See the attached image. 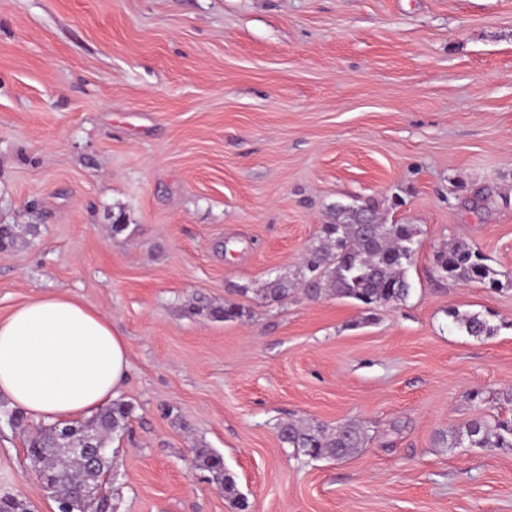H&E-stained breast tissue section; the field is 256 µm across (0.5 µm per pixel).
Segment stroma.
Here are the masks:
<instances>
[{"label":"stroma","instance_id":"stroma-1","mask_svg":"<svg viewBox=\"0 0 512 512\" xmlns=\"http://www.w3.org/2000/svg\"><path fill=\"white\" fill-rule=\"evenodd\" d=\"M338 202L417 226L407 302L263 301ZM1 225L0 317L64 292L128 344L113 512H239L199 448L246 512H512V448L439 440L512 418V288L434 269L512 274V0H0ZM7 408L0 495L58 512ZM289 420L370 439L313 460ZM435 267L445 279L459 283H478L495 289L512 287L511 274L488 264V258L478 249L455 245L435 255ZM507 278L505 283L499 277ZM448 315L453 318V322L460 330L470 336H488L495 331V326L480 314L462 315L456 310H451ZM195 466L208 470L213 477V480L224 488V492L228 494L233 500L240 499L236 498V483L233 475L225 468L224 457L217 451L199 448L196 449L193 458Z\"/></svg>","mask_w":512,"mask_h":512}]
</instances>
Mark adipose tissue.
<instances>
[{
  "label": "adipose tissue",
  "mask_w": 512,
  "mask_h": 512,
  "mask_svg": "<svg viewBox=\"0 0 512 512\" xmlns=\"http://www.w3.org/2000/svg\"><path fill=\"white\" fill-rule=\"evenodd\" d=\"M130 369L126 340L99 310L39 293L0 319V398L50 423L100 409Z\"/></svg>",
  "instance_id": "obj_1"
}]
</instances>
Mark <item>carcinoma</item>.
I'll return each instance as SVG.
<instances>
[{
  "instance_id": "carcinoma-1",
  "label": "carcinoma",
  "mask_w": 512,
  "mask_h": 512,
  "mask_svg": "<svg viewBox=\"0 0 512 512\" xmlns=\"http://www.w3.org/2000/svg\"><path fill=\"white\" fill-rule=\"evenodd\" d=\"M375 214L371 205L349 210L334 205L330 221L321 225L317 243L312 245L293 279L277 275L261 289L262 299L278 302L288 298L297 287L304 297L319 300L327 296L360 303L367 310L387 305H402L409 298L411 283L406 275L415 252L417 230L412 224H363L361 217ZM435 267L445 279L459 283H478L490 288L512 287V275L488 264L479 250L466 245L442 249L435 255ZM448 315L457 327L470 336L493 334L495 326L479 314L462 315L451 310ZM132 407L116 400L88 421L55 423L40 428L26 442L30 460L39 470L54 475L48 490L58 508L64 512H109L112 494L108 482L112 456L107 454L92 468L87 467L79 452L84 442L106 445L112 436L128 427ZM281 442L303 452L313 460L343 459L364 447L367 434L358 423L336 429L316 425L283 424ZM448 450L470 448H511L512 420L479 417L464 427L451 431L445 441ZM194 465L208 470L213 480L236 498V483L225 468L224 457L217 451L199 448ZM97 485L104 495L90 504L80 493L78 484Z\"/></svg>"
}]
</instances>
